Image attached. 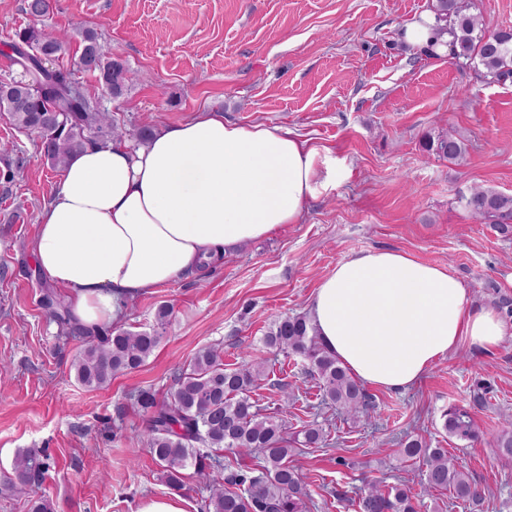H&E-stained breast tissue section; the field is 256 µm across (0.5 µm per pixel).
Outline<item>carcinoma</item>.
I'll use <instances>...</instances> for the list:
<instances>
[{"label":"carcinoma","mask_w":512,"mask_h":512,"mask_svg":"<svg viewBox=\"0 0 512 512\" xmlns=\"http://www.w3.org/2000/svg\"><path fill=\"white\" fill-rule=\"evenodd\" d=\"M50 7L51 0H27L26 13L36 22ZM471 8L470 0H435L437 19L451 26L452 54L482 67L487 80L512 78V29L486 30ZM81 36L78 69L98 73L105 92L113 98L121 96L132 74L122 62L104 56L94 32L85 30ZM67 44V38L45 33L35 24L20 31L9 46L14 63L31 70L29 87L18 91L9 83L0 84V108L10 113L18 129L36 137L41 155L53 167L65 165L88 144L122 135L114 119L105 117L99 100L73 90L71 72L40 67L39 49L51 48L59 56ZM425 148L459 165L466 160V144L448 131L428 140ZM461 201L472 217L491 225L502 237H512L511 194L478 186ZM45 303L61 322H67L64 300L50 294ZM170 313L169 306H160L156 327L148 331L98 328L81 333L73 362L77 381L89 390H99L109 386L114 375L142 366L162 342ZM263 344L293 359L317 380L324 404L354 419L374 409L364 387L319 341L307 315L275 318ZM263 377V360L229 368L218 348L206 347L178 369L163 399L148 391L134 395L147 415L143 442L161 467L165 484L182 490L183 470L194 466L208 480L206 512H309L311 497L292 457L298 448L325 445V431L315 422L293 431L279 413L262 412L251 392ZM443 429L462 442L478 440L477 426L464 406H448ZM241 448L257 451L262 464L234 470L224 465L222 451ZM496 448L500 457L512 459V424L498 437ZM399 454L404 461L418 460L425 466V492L450 491L465 502L480 498L477 486L448 457V449L433 448L417 438L403 443ZM48 469L46 455L26 450L17 455L4 483L14 491H28L42 483ZM357 499L359 512H421L424 507L411 490L380 482L359 489Z\"/></svg>","instance_id":"cac0c4a2"}]
</instances>
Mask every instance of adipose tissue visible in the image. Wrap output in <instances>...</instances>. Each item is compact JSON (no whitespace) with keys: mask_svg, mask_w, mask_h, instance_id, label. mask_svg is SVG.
<instances>
[{"mask_svg":"<svg viewBox=\"0 0 512 512\" xmlns=\"http://www.w3.org/2000/svg\"><path fill=\"white\" fill-rule=\"evenodd\" d=\"M335 176L288 130L207 112L147 143L115 138L70 158L32 253L67 291L75 324L115 325L135 297L298 223ZM308 317L355 379L392 392L417 384L460 342L489 350L506 332L493 308L469 306L446 268L387 249L338 262Z\"/></svg>","mask_w":512,"mask_h":512,"instance_id":"1","label":"adipose tissue"}]
</instances>
